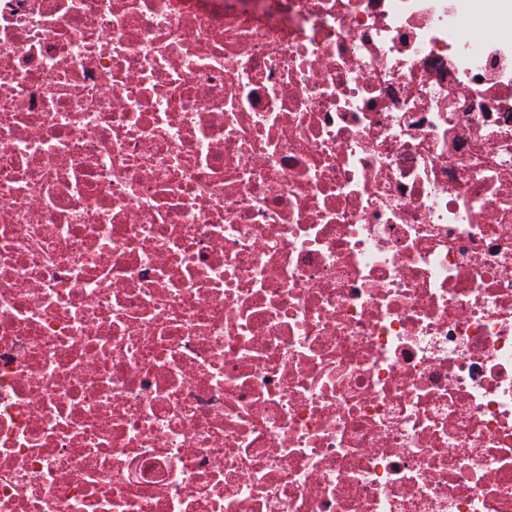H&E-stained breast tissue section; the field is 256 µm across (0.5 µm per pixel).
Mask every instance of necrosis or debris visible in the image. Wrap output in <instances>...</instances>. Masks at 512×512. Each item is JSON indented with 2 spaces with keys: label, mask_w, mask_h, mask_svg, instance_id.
<instances>
[{
  "label": "necrosis or debris",
  "mask_w": 512,
  "mask_h": 512,
  "mask_svg": "<svg viewBox=\"0 0 512 512\" xmlns=\"http://www.w3.org/2000/svg\"><path fill=\"white\" fill-rule=\"evenodd\" d=\"M512 0H0V512H512Z\"/></svg>",
  "instance_id": "4bbe7bcc"
}]
</instances>
